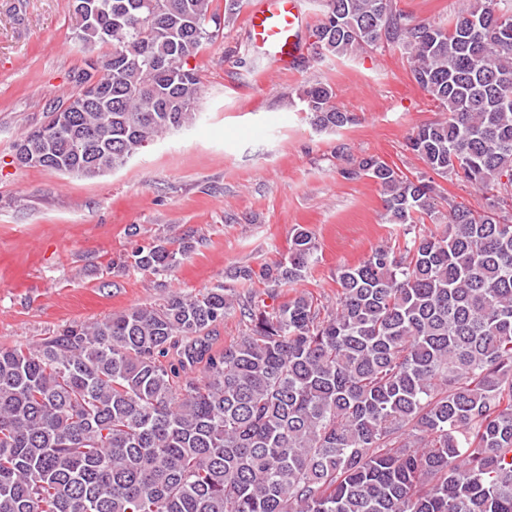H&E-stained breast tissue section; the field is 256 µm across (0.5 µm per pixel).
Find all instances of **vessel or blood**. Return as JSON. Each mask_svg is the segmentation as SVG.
I'll list each match as a JSON object with an SVG mask.
<instances>
[{
	"mask_svg": "<svg viewBox=\"0 0 512 512\" xmlns=\"http://www.w3.org/2000/svg\"><path fill=\"white\" fill-rule=\"evenodd\" d=\"M251 46L289 70L301 57L300 33L307 22L300 0H250L246 15Z\"/></svg>",
	"mask_w": 512,
	"mask_h": 512,
	"instance_id": "1",
	"label": "vessel or blood"
}]
</instances>
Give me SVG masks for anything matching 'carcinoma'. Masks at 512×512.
<instances>
[{
    "instance_id": "obj_1",
    "label": "carcinoma",
    "mask_w": 512,
    "mask_h": 512,
    "mask_svg": "<svg viewBox=\"0 0 512 512\" xmlns=\"http://www.w3.org/2000/svg\"><path fill=\"white\" fill-rule=\"evenodd\" d=\"M315 55L383 43L448 116L406 147L434 175L489 192L483 212L375 156L347 175L383 189L402 237L336 269V302L276 299L314 262L313 233L288 256L196 295L75 323L34 347H0V512H512V6L475 0L452 21L411 23L392 0H320ZM84 45L110 44L79 88L112 105L49 112L21 138L34 167L93 178L195 123L202 85L188 60L237 17L241 0H93ZM158 14L157 23L147 15ZM321 130L355 121L328 84L301 94ZM186 238L137 246L159 276ZM236 312L243 330L216 348ZM201 366L199 379L187 367Z\"/></svg>"
}]
</instances>
